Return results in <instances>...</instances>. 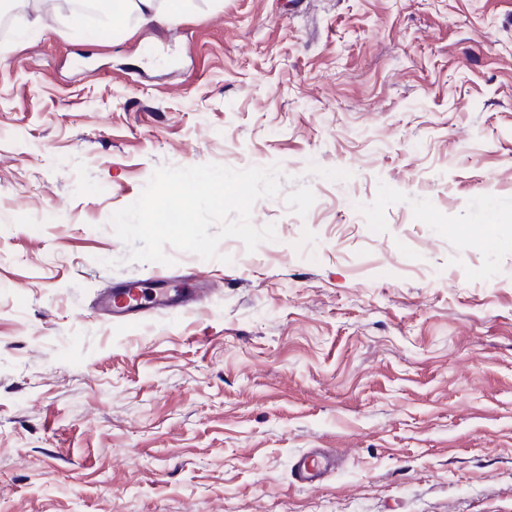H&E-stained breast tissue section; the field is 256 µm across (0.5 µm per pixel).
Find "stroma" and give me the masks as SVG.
<instances>
[{"mask_svg":"<svg viewBox=\"0 0 512 512\" xmlns=\"http://www.w3.org/2000/svg\"><path fill=\"white\" fill-rule=\"evenodd\" d=\"M0 34V512H512V0H22ZM279 166L219 258L155 170ZM191 275L129 320L98 294ZM314 448L336 470L292 479ZM121 9L114 10L106 20L110 27L120 25L124 21L135 16L141 21H172L179 13L181 0H169L166 9L161 10L158 0H121ZM178 277L182 276L160 275L156 278V288L154 289L155 297L153 302L159 310L179 313L180 310L187 306V303L192 296L191 293L171 296L168 289H166L169 282Z\"/></svg>","mask_w":512,"mask_h":512,"instance_id":"35a3bbf8","label":"stroma"}]
</instances>
